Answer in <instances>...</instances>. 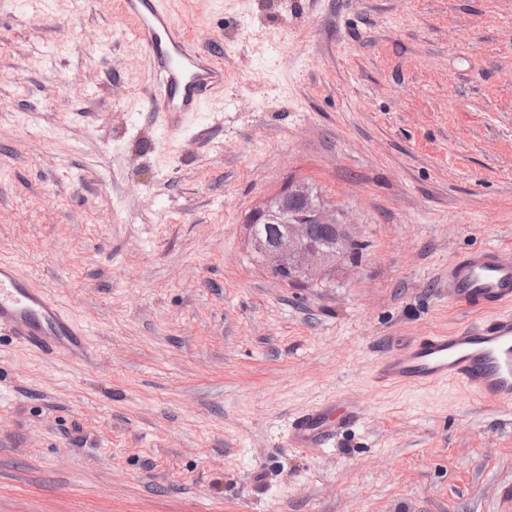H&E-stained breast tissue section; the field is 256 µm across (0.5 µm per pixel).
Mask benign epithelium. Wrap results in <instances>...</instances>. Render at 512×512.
Here are the masks:
<instances>
[{"instance_id": "7a95c632", "label": "benign epithelium", "mask_w": 512, "mask_h": 512, "mask_svg": "<svg viewBox=\"0 0 512 512\" xmlns=\"http://www.w3.org/2000/svg\"><path fill=\"white\" fill-rule=\"evenodd\" d=\"M316 224L329 230L341 244L346 240L352 241L349 225L340 223L336 213L318 207L285 225L283 237L275 242L269 243L254 235L253 249L264 266L280 280L316 284L322 280L334 254L314 240L312 226Z\"/></svg>"}]
</instances>
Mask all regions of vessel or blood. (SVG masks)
I'll list each match as a JSON object with an SVG mask.
<instances>
[{"label":"vessel or blood","instance_id":"1","mask_svg":"<svg viewBox=\"0 0 512 512\" xmlns=\"http://www.w3.org/2000/svg\"><path fill=\"white\" fill-rule=\"evenodd\" d=\"M119 14L143 54L158 111H201L224 88V66L213 51L178 25L169 0H120ZM449 302L481 313V321L452 333L421 337L385 358L377 386L460 385L479 398L512 403V252L490 246L458 257L448 267ZM0 326L15 341L59 357L88 352L89 332L59 299L0 259ZM346 398L319 403L291 424L296 445L311 448L357 420Z\"/></svg>","mask_w":512,"mask_h":512}]
</instances>
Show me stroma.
Returning <instances> with one entry per match:
<instances>
[{"instance_id":"1","label":"stroma","mask_w":512,"mask_h":512,"mask_svg":"<svg viewBox=\"0 0 512 512\" xmlns=\"http://www.w3.org/2000/svg\"><path fill=\"white\" fill-rule=\"evenodd\" d=\"M170 2L225 73L173 131L116 0H0V258L92 350L0 329V512H512V403L373 386L476 322L451 262L512 248V0ZM292 181L364 245L315 285L249 244ZM336 395L358 422L296 447Z\"/></svg>"}]
</instances>
